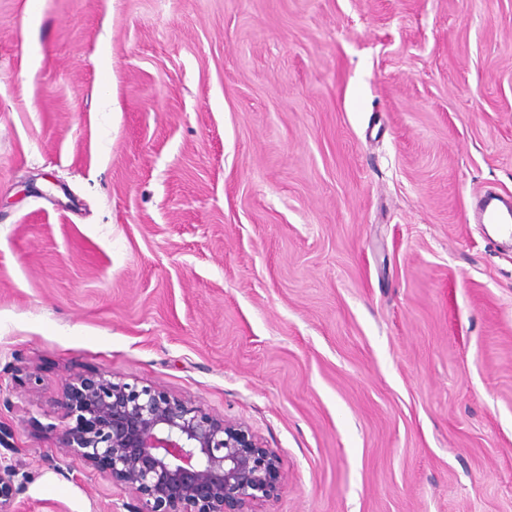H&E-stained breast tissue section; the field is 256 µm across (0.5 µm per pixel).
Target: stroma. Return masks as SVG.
Listing matches in <instances>:
<instances>
[{
  "label": "stroma",
  "instance_id": "stroma-1",
  "mask_svg": "<svg viewBox=\"0 0 512 512\" xmlns=\"http://www.w3.org/2000/svg\"><path fill=\"white\" fill-rule=\"evenodd\" d=\"M512 0H0L20 512H119L56 402L246 424L255 512H512ZM478 210L481 224H493L500 235L512 237V204L490 196L479 204Z\"/></svg>",
  "mask_w": 512,
  "mask_h": 512
}]
</instances>
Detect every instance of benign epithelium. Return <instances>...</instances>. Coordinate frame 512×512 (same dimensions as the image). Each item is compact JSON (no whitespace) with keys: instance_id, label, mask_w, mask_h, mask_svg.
<instances>
[{"instance_id":"7a95c632","label":"benign epithelium","mask_w":512,"mask_h":512,"mask_svg":"<svg viewBox=\"0 0 512 512\" xmlns=\"http://www.w3.org/2000/svg\"><path fill=\"white\" fill-rule=\"evenodd\" d=\"M58 409L62 456L127 493L126 512H255L278 495L280 459L248 426L165 391L79 374ZM16 475L0 456V512H18Z\"/></svg>"}]
</instances>
